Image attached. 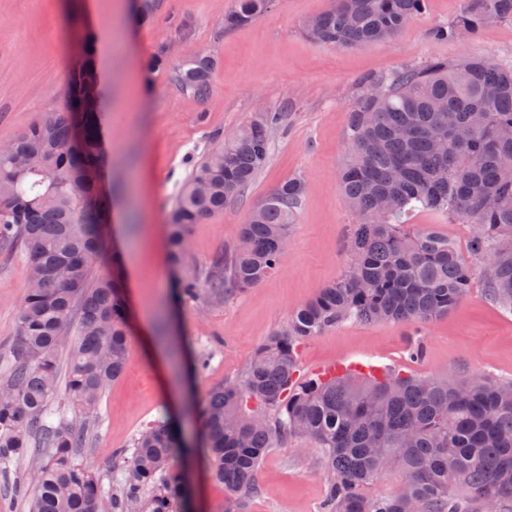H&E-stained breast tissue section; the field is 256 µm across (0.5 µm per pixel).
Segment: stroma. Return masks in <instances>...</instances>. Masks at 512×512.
Segmentation results:
<instances>
[{"mask_svg": "<svg viewBox=\"0 0 512 512\" xmlns=\"http://www.w3.org/2000/svg\"><path fill=\"white\" fill-rule=\"evenodd\" d=\"M234 0H160L158 20L136 25L131 0H0V145L40 115L60 109L76 60L92 53L101 77V127L115 190L104 240L120 250L130 309L129 360L124 376L97 404L99 420L75 460L104 486L116 485L118 452L161 416L171 417L187 447L171 474L189 486L181 512H224L222 484L206 473L197 449L207 392L240 381L256 349L290 316L347 269L346 238L357 218L340 189L349 158L348 113L365 78L431 59L480 56L512 65V20L486 24L462 41L436 42L431 31L454 22L463 0H427L425 9L386 42L328 46L304 32L306 20L330 0H273L257 20L232 29L224 17ZM174 57L202 50L218 60L211 90L200 99L183 91L170 69L151 62L161 44ZM286 120L270 138L269 157L222 213L189 231L190 259L206 273L233 249L241 224L280 183L298 177L305 194L279 268L256 287L224 298L175 299L166 255V216L191 165L229 133L261 112ZM414 227H432L467 252L472 225L433 211L413 214ZM26 262L0 250V375L17 334L26 294ZM420 359H410L413 348ZM207 359L185 375L189 359ZM373 361L419 378L484 375L512 382V311L493 301L473 278L464 301L448 314L416 326L346 321L305 341L300 373L310 377L339 364ZM40 449L0 472V512H29V496L14 490L43 461ZM261 491L245 512H323L327 497L322 453L293 437L269 449L258 471Z\"/></svg>", "mask_w": 512, "mask_h": 512, "instance_id": "1", "label": "stroma"}]
</instances>
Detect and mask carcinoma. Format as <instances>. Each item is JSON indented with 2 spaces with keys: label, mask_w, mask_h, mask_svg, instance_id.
Masks as SVG:
<instances>
[{
  "label": "carcinoma",
  "mask_w": 512,
  "mask_h": 512,
  "mask_svg": "<svg viewBox=\"0 0 512 512\" xmlns=\"http://www.w3.org/2000/svg\"><path fill=\"white\" fill-rule=\"evenodd\" d=\"M271 2L235 0L224 28L259 18ZM425 2L332 0L305 32L321 44L385 42ZM136 17L153 24L156 0H139ZM500 19H512V0H464L457 20L431 37L456 40L462 30L473 34ZM152 66L174 67L182 89L204 97L216 60L198 51L174 66L162 47ZM97 82L86 55L70 72L62 109L0 146V249L24 256L29 280L13 361L0 383V465L46 450L28 476L36 487L30 512H178L180 486L156 485L182 448L165 419L118 451L124 475L116 489L74 462L98 401L128 361L119 256L112 255L111 270H95L114 200L99 183V98L86 92ZM365 85L378 94H362L350 109L351 152L340 181L358 217L347 243L350 267L267 338L241 381L208 392L202 436L209 473L224 485L225 512H241L258 492L267 450L300 436L323 451L324 512H512V383L399 373L300 378L299 345L330 327L348 319L426 324L467 295L474 275L468 256L433 228L406 223L416 211L473 225L469 256L493 267L479 275L491 298L512 308V66L434 59ZM282 124V113L262 112L193 165L166 220L179 297L252 288L281 263L304 193L299 178L278 185L251 212L239 234L245 247L217 257L204 277L189 262L188 236L191 225L224 211L252 181L268 159L270 133ZM64 345V389L77 414L55 426L46 417ZM391 470L400 478L397 492L368 494Z\"/></svg>",
  "instance_id": "1"
}]
</instances>
